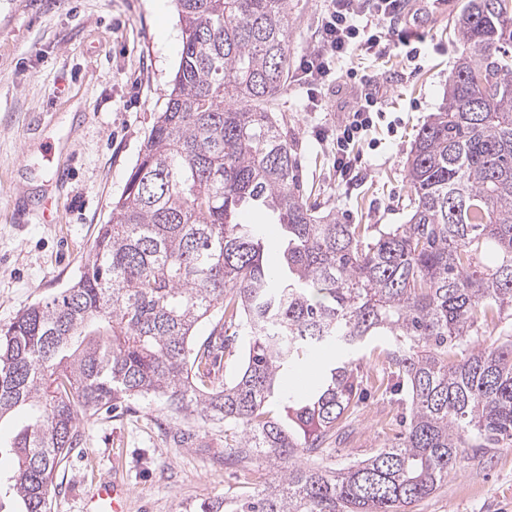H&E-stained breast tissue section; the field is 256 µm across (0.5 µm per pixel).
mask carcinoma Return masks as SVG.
Here are the masks:
<instances>
[{
  "mask_svg": "<svg viewBox=\"0 0 512 512\" xmlns=\"http://www.w3.org/2000/svg\"><path fill=\"white\" fill-rule=\"evenodd\" d=\"M182 37L162 112L80 274L0 327V441L16 466L0 512H51V491L83 444L79 421L159 401L184 418L242 428L224 462L276 469L248 499L186 512H413L462 464L512 440V0H467L456 65L406 161L404 224H344L299 180L286 116L288 0H174ZM281 229L280 272L240 221ZM217 337L196 344L198 325ZM242 328V367L215 378L220 328ZM386 340L387 377L354 358ZM347 354L319 387L268 409L279 374L313 351ZM406 391L404 431L368 458L315 466L369 384Z\"/></svg>",
  "mask_w": 512,
  "mask_h": 512,
  "instance_id": "1",
  "label": "carcinoma"
}]
</instances>
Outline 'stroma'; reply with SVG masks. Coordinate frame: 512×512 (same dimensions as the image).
<instances>
[{"instance_id":"stroma-1","label":"stroma","mask_w":512,"mask_h":512,"mask_svg":"<svg viewBox=\"0 0 512 512\" xmlns=\"http://www.w3.org/2000/svg\"><path fill=\"white\" fill-rule=\"evenodd\" d=\"M415 17L419 58L406 47L374 58L338 61L315 97L288 81L275 109L288 118L304 187L322 210L347 224H402L409 213L406 159L418 130L443 102L457 56L453 24L467 0ZM290 59L318 40L325 0H288ZM149 0H0V326L46 300L78 274L100 224L122 195L181 52L174 5L152 12ZM380 95L385 122L376 147L358 149L359 179L336 188L334 130L355 107L362 76ZM60 204L57 223L38 217L45 196ZM120 417L82 420L52 512H83L82 494L120 468L127 512H184L188 504L232 498L273 478L265 463L224 461L223 424L171 416L147 399ZM397 402L374 393L349 418L343 441L324 454L342 465L369 456L395 434ZM179 431L191 433L173 442ZM415 512H512V443L463 464Z\"/></svg>"}]
</instances>
